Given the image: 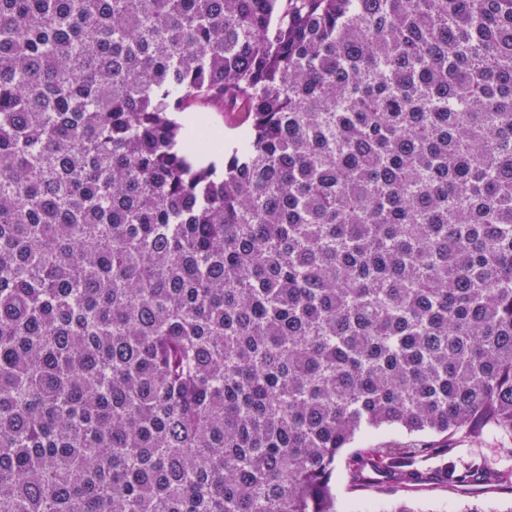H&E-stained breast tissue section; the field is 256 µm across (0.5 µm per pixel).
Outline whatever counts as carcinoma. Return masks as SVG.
I'll return each instance as SVG.
<instances>
[{
	"label": "carcinoma",
	"mask_w": 512,
	"mask_h": 512,
	"mask_svg": "<svg viewBox=\"0 0 512 512\" xmlns=\"http://www.w3.org/2000/svg\"><path fill=\"white\" fill-rule=\"evenodd\" d=\"M388 426L512 492V0H0V512H336ZM195 108L204 111L210 125L224 136L226 145L235 143L241 137L242 128L235 125L230 112H224V109L214 105L200 104ZM457 454L465 459H477L490 468H500L501 465H512V437L493 433L474 443L466 431L455 434L449 442Z\"/></svg>",
	"instance_id": "carcinoma-1"
}]
</instances>
